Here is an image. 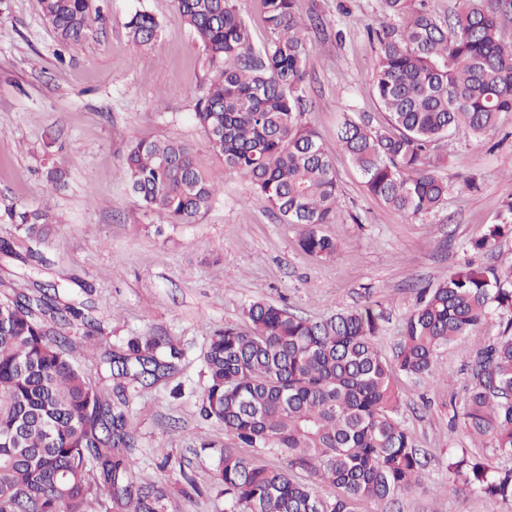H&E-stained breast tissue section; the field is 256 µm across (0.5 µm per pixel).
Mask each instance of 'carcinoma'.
I'll use <instances>...</instances> for the list:
<instances>
[{
  "mask_svg": "<svg viewBox=\"0 0 512 512\" xmlns=\"http://www.w3.org/2000/svg\"><path fill=\"white\" fill-rule=\"evenodd\" d=\"M417 0H383L398 28L373 31L379 54L372 83L385 124L374 130L343 114L338 142L366 190L402 212H429L448 195L434 157L457 128L482 136L512 112V0H461L441 22ZM212 78L195 93L194 119L224 167L247 179L285 224H299L301 249L336 254L322 226L336 220L339 189L332 157L303 122L308 27L294 0H263L271 38L257 49L232 0H173ZM59 40L79 44L103 20L97 0H40ZM135 44L154 45L159 23L137 11L127 23ZM122 174L140 205L165 224H193L217 188L192 148L141 138L128 145ZM51 191L65 173L46 170ZM9 223L41 240L49 211L15 205ZM512 235V193L500 220L470 241L492 252ZM507 316L496 339L479 342L462 418L490 450L448 456V481L489 500L512 503V265L485 272L465 265L422 291L405 317L392 358L375 345L383 330L376 304L318 320L284 305L253 301L243 324L209 336L201 412L224 426L217 486L230 512H356L361 500H392L423 485L425 462L397 418L395 378L438 380L436 357L459 336L481 335L492 312ZM94 319L61 298L57 285L0 293V512H167L164 488L136 472L137 440L128 422V389L171 378L183 352L158 336H135L104 352L114 387L92 385L75 366L66 336ZM237 446L273 449L287 464L239 456ZM309 473L303 481L297 471ZM335 489L331 496L318 485Z\"/></svg>",
  "mask_w": 512,
  "mask_h": 512,
  "instance_id": "cac0c4a2",
  "label": "carcinoma"
}]
</instances>
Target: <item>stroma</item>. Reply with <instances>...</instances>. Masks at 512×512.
I'll return each mask as SVG.
<instances>
[{"label": "stroma", "instance_id": "stroma-1", "mask_svg": "<svg viewBox=\"0 0 512 512\" xmlns=\"http://www.w3.org/2000/svg\"><path fill=\"white\" fill-rule=\"evenodd\" d=\"M104 19L84 42L62 46L39 0H0V212L10 205L51 204L56 215L40 247L24 263L29 242L0 220V278L72 286L98 326L75 324L68 338L75 361L99 380L100 357L131 336L153 334L183 350L173 395L168 385L131 394L129 425L138 439L139 472L169 493V512H227L216 489L215 451L195 448L196 437L223 440L221 424L201 414L203 354L214 330L242 320L244 306L265 300L297 315L321 318L381 303L386 320L379 350L393 355L417 292L431 288L466 259V246L497 223L512 192V113L481 137L459 129L443 153L439 174L449 184L429 213H401L369 195L342 150L343 113L384 123L372 68L379 45L368 32L388 22L382 0H295L313 20L303 116L333 156L340 188L335 223L324 231L339 250L329 259L303 252L301 228L285 224L247 181L226 170L192 112L194 92L209 78L202 54L172 0H101ZM148 10L160 39L144 49L126 23ZM190 144L219 188L194 224L160 223L145 211L122 175L123 156L138 138ZM67 173L68 185L50 194L47 168ZM476 178L479 188L464 189ZM477 345L459 337L436 361L441 383L397 381L399 417L427 462L422 487L390 502H360L356 512H512L448 483L450 452L477 451L461 418Z\"/></svg>", "mask_w": 512, "mask_h": 512}]
</instances>
